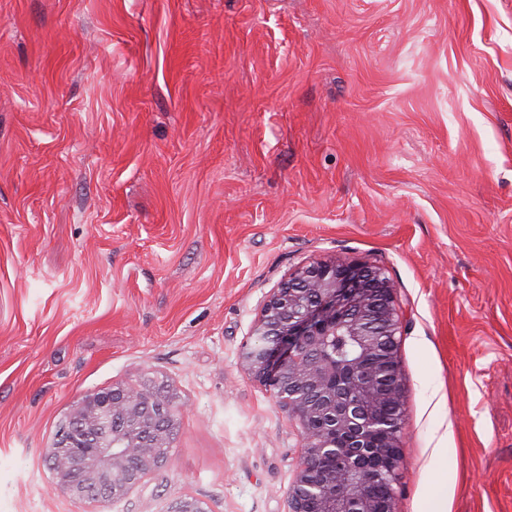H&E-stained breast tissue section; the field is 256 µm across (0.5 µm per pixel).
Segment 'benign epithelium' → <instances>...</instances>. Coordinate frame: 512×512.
I'll use <instances>...</instances> for the list:
<instances>
[{
    "mask_svg": "<svg viewBox=\"0 0 512 512\" xmlns=\"http://www.w3.org/2000/svg\"><path fill=\"white\" fill-rule=\"evenodd\" d=\"M400 329L393 283L361 260L299 267L264 299L240 360L304 430L289 512H395L394 497L374 486L400 460ZM338 334L356 349L342 363L326 351ZM172 404L163 388L119 384L85 394L47 449L56 488L110 502L170 466ZM171 512L208 509L182 497Z\"/></svg>",
    "mask_w": 512,
    "mask_h": 512,
    "instance_id": "benign-epithelium-1",
    "label": "benign epithelium"
}]
</instances>
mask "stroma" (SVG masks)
<instances>
[{
	"label": "stroma",
	"mask_w": 512,
	"mask_h": 512,
	"mask_svg": "<svg viewBox=\"0 0 512 512\" xmlns=\"http://www.w3.org/2000/svg\"><path fill=\"white\" fill-rule=\"evenodd\" d=\"M325 259L395 286L397 512H512V0H0V512H288L240 351ZM116 384L172 464L75 501L44 452Z\"/></svg>",
	"instance_id": "35a3bbf8"
}]
</instances>
